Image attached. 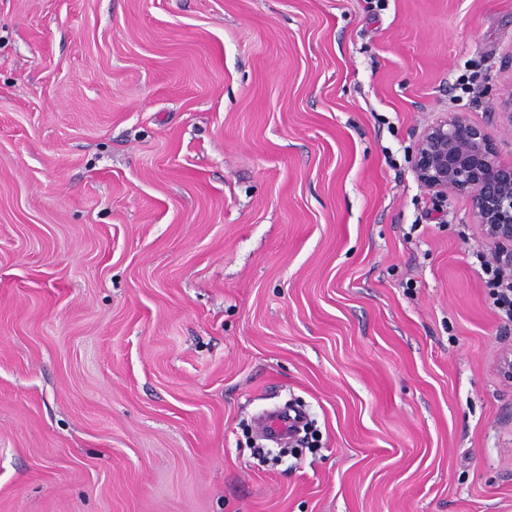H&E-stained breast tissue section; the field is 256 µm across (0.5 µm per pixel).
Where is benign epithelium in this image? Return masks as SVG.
Here are the masks:
<instances>
[{
    "instance_id": "obj_1",
    "label": "benign epithelium",
    "mask_w": 512,
    "mask_h": 512,
    "mask_svg": "<svg viewBox=\"0 0 512 512\" xmlns=\"http://www.w3.org/2000/svg\"><path fill=\"white\" fill-rule=\"evenodd\" d=\"M413 169L423 189L465 195L494 255L512 262V161L499 158L483 128L456 112L426 126Z\"/></svg>"
}]
</instances>
